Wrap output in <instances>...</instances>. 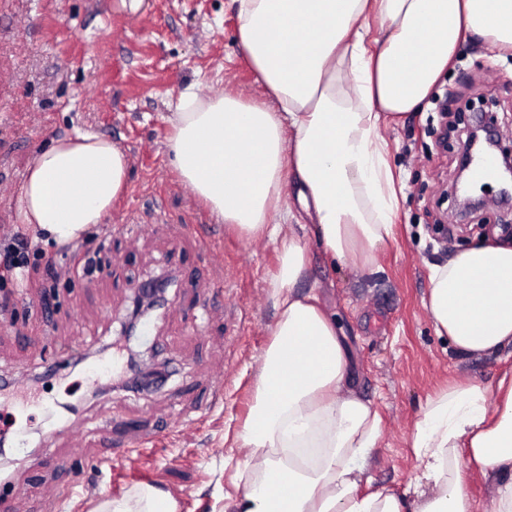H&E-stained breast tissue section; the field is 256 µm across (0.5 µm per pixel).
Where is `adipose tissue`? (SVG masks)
Segmentation results:
<instances>
[{
    "label": "adipose tissue",
    "instance_id": "ef3b65f1",
    "mask_svg": "<svg viewBox=\"0 0 512 512\" xmlns=\"http://www.w3.org/2000/svg\"><path fill=\"white\" fill-rule=\"evenodd\" d=\"M232 3L265 97L183 92L166 142L179 177L212 214L278 245L277 317L238 434L248 476L232 512H474V469L495 485V512H512V371L492 388L462 381L427 399L411 434L422 464L413 502L387 489L361 493L381 418L351 388L334 316L316 294L295 291L310 257L294 230L309 218L328 257L374 262L399 205L382 128L418 109L462 43L512 50V0ZM128 177L125 151L107 137L54 140L27 167L19 219L71 243L105 222ZM429 281L425 306L457 354L512 356V245L472 243L431 265ZM97 512H178V504L142 485Z\"/></svg>",
    "mask_w": 512,
    "mask_h": 512
}]
</instances>
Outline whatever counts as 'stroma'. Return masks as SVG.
<instances>
[{
  "label": "stroma",
  "mask_w": 512,
  "mask_h": 512,
  "mask_svg": "<svg viewBox=\"0 0 512 512\" xmlns=\"http://www.w3.org/2000/svg\"><path fill=\"white\" fill-rule=\"evenodd\" d=\"M237 24L229 0H0V226L19 227L16 198L38 150L96 133L129 160L111 221L141 227L104 248L97 230L82 238L110 270L61 279L51 318L37 306L42 271L17 280L16 328L0 329V372L16 395L0 399V411L24 423L28 445L0 463V478L11 480L5 512H93L141 485L170 495L178 512H222L244 488L245 453L231 436L253 404L271 339L278 250L217 223L165 148L181 92L260 96ZM484 95L493 99L487 119L512 146V52L491 61L478 40L459 47L422 109L384 130L403 198L374 264L335 263L315 237L305 241L311 262L299 289L317 293L336 317L355 388L381 417L367 467L374 488L410 493L420 471L410 435L429 396L456 381L495 385L512 368V357L456 354L423 305L430 265L476 241L512 239L500 229L512 225V210L497 207V182L472 185L480 210L462 213L443 198L465 152L460 132ZM181 224L200 225L206 245L180 236ZM164 271L174 278L169 302L143 343L166 364V380L146 391L125 387L119 370L89 381L103 347L118 342L131 298ZM61 423L69 435L46 445ZM153 433L161 441L148 455L117 442Z\"/></svg>",
  "instance_id": "35a3bbf8"
}]
</instances>
